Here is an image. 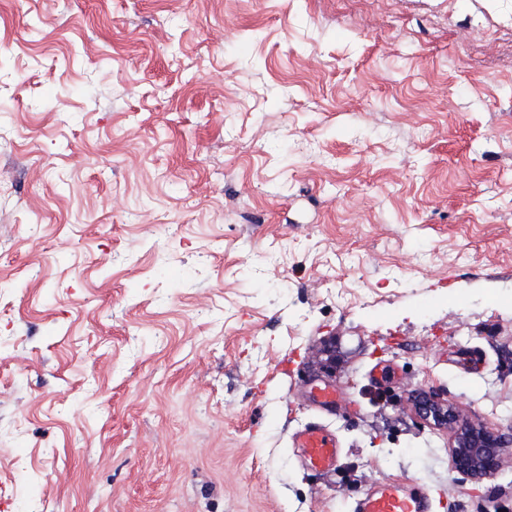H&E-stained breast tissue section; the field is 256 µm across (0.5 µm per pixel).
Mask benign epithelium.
Returning a JSON list of instances; mask_svg holds the SVG:
<instances>
[{"instance_id":"benign-epithelium-1","label":"benign epithelium","mask_w":512,"mask_h":512,"mask_svg":"<svg viewBox=\"0 0 512 512\" xmlns=\"http://www.w3.org/2000/svg\"><path fill=\"white\" fill-rule=\"evenodd\" d=\"M413 404L423 420L451 433L450 460L457 472L472 480L495 473L505 444L502 434L463 421L452 405L425 392L414 396Z\"/></svg>"}]
</instances>
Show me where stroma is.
Returning <instances> with one entry per match:
<instances>
[{
	"label": "stroma",
	"instance_id": "35a3bbf8",
	"mask_svg": "<svg viewBox=\"0 0 512 512\" xmlns=\"http://www.w3.org/2000/svg\"><path fill=\"white\" fill-rule=\"evenodd\" d=\"M507 13L0 0V512H512ZM416 413L425 421L451 433L450 460L453 468L472 480L495 473L505 437L483 425L463 421L457 410L425 392L413 398ZM303 462L314 468L330 470L341 454L339 441L323 426H309L295 435ZM432 499L420 485L407 489L400 485H379L372 488L354 507L356 512H432Z\"/></svg>",
	"mask_w": 512,
	"mask_h": 512
}]
</instances>
